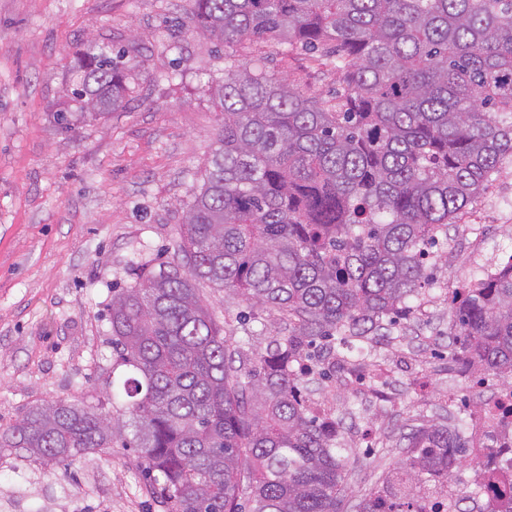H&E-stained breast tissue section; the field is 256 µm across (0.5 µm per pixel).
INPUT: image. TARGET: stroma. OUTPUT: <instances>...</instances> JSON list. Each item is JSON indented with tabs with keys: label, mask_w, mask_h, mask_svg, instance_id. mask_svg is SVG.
<instances>
[{
	"label": "stroma",
	"mask_w": 512,
	"mask_h": 512,
	"mask_svg": "<svg viewBox=\"0 0 512 512\" xmlns=\"http://www.w3.org/2000/svg\"><path fill=\"white\" fill-rule=\"evenodd\" d=\"M191 0H0V424L30 407L80 399L111 412L112 350L106 319L113 289L138 261L172 259L183 212L202 183L223 115L224 46L203 28L174 31ZM93 43L124 49L131 87L122 110L81 111L73 73ZM267 55L271 72L330 95L334 71L312 53L238 47L241 62ZM175 71L179 80L168 81ZM512 255V161L431 249L429 286L411 299L370 366L337 360L306 384L310 405L342 420L353 448L342 512L388 495L472 494L477 471L456 479L406 474L403 433L445 422L448 397L477 404L448 354L450 289ZM206 303L245 366L284 337L276 310L243 320L245 305L207 285ZM0 512H168L131 449L115 447L69 465L0 451Z\"/></svg>",
	"instance_id": "1"
}]
</instances>
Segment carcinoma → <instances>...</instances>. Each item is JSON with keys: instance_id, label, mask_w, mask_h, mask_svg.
I'll return each instance as SVG.
<instances>
[{"instance_id": "1", "label": "carcinoma", "mask_w": 512, "mask_h": 512, "mask_svg": "<svg viewBox=\"0 0 512 512\" xmlns=\"http://www.w3.org/2000/svg\"><path fill=\"white\" fill-rule=\"evenodd\" d=\"M182 25L224 47L267 41L319 53L325 99L224 56V124L183 212L176 260L131 268L108 308L110 396L128 419L78 400L0 425V450L58 464L131 448L170 512H340L350 449L315 416L296 368L385 336L419 295L425 246L448 234L512 157V0H192ZM80 109L115 112L130 92L124 51L92 46L74 73ZM282 313L288 335L258 373L235 351L200 286ZM453 357L512 377V254L463 288ZM459 424L404 434L409 465L448 475L468 456ZM356 512H413L371 496Z\"/></svg>"}]
</instances>
